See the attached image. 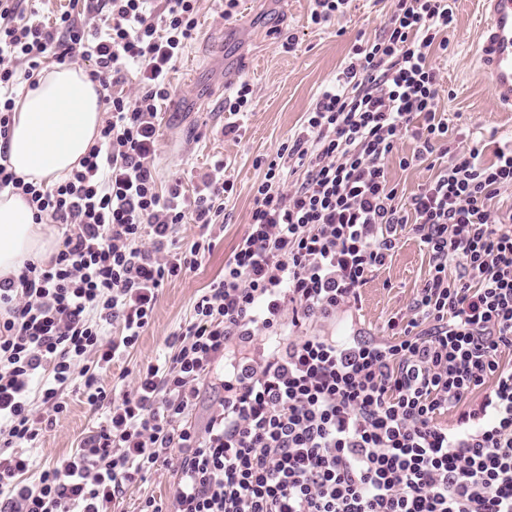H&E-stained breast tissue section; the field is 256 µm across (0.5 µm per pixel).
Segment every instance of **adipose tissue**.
<instances>
[{
	"mask_svg": "<svg viewBox=\"0 0 512 512\" xmlns=\"http://www.w3.org/2000/svg\"><path fill=\"white\" fill-rule=\"evenodd\" d=\"M104 119L98 85L75 65L39 71L15 101L5 152L9 168L27 181L54 184L78 169L99 138ZM57 237L18 192L0 193V279L25 261L55 251Z\"/></svg>",
	"mask_w": 512,
	"mask_h": 512,
	"instance_id": "obj_1",
	"label": "adipose tissue"
}]
</instances>
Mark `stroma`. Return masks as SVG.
I'll return each mask as SVG.
<instances>
[{
	"label": "stroma",
	"mask_w": 512,
	"mask_h": 512,
	"mask_svg": "<svg viewBox=\"0 0 512 512\" xmlns=\"http://www.w3.org/2000/svg\"><path fill=\"white\" fill-rule=\"evenodd\" d=\"M478 3L456 0L448 48L435 52L432 61L442 76L438 111L468 143L483 146L489 159L496 147L512 144V111L496 102L477 62ZM310 9V0H240L233 18L227 19L220 0H199L197 30L170 73L172 93L157 117L152 170L159 189L178 183L191 196L221 160L234 191L224 200L223 227L213 235L211 249L192 269L164 283L136 349L103 373L105 388H132L140 368L170 355L168 339L188 322L198 296L223 276L267 162L293 142L305 112L334 83L355 39L380 33L391 0H353L346 16L324 26L311 22ZM291 36L296 44L289 49L285 43ZM244 81L254 89L251 110L230 114L224 100ZM412 151V141L403 140L398 155L386 164L389 181L407 195L434 175L424 163L400 166V157ZM429 270L415 236L402 231L391 261L361 289L353 318L305 325L297 333L342 336L354 323L365 333L384 334L391 317L406 313ZM97 423L82 396L71 393L67 412L43 427L32 454L41 467L51 466L59 456L74 452ZM174 478L169 466L148 474L144 482L126 489L118 512H138L142 499L150 495L166 500Z\"/></svg>",
	"instance_id": "obj_1"
}]
</instances>
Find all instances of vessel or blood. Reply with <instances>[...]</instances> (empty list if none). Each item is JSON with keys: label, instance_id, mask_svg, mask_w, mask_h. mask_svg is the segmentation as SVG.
Instances as JSON below:
<instances>
[{"label": "vessel or blood", "instance_id": "1", "mask_svg": "<svg viewBox=\"0 0 512 512\" xmlns=\"http://www.w3.org/2000/svg\"><path fill=\"white\" fill-rule=\"evenodd\" d=\"M482 6L481 68L498 102L512 108V0H482Z\"/></svg>", "mask_w": 512, "mask_h": 512}]
</instances>
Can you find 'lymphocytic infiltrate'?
<instances>
[{
  "mask_svg": "<svg viewBox=\"0 0 512 512\" xmlns=\"http://www.w3.org/2000/svg\"><path fill=\"white\" fill-rule=\"evenodd\" d=\"M26 0H0V140L18 87L48 60L90 64L108 113L96 145L62 182L0 164V191L28 196L63 247L0 279V512H112L137 480L174 464L165 503L140 512H512V148L484 160L449 149L434 50H447L452 0H393L379 36L353 44L337 81L270 161L223 276L211 283L161 364L133 390L100 375L134 349L165 280L195 265L234 183L215 165L196 197L160 192L151 171L169 73L197 27L198 0H84L52 24ZM139 74L137 95L123 75ZM433 161L403 196L386 163ZM200 224L189 252L176 225ZM411 228L430 272L379 338L288 336L356 309L375 268ZM222 398L205 426L201 383ZM80 393L103 421L80 447L25 476L45 417ZM452 422H440L445 411Z\"/></svg>",
  "mask_w": 512,
  "mask_h": 512,
  "instance_id": "f902f5d3",
  "label": "lymphocytic infiltrate"
}]
</instances>
